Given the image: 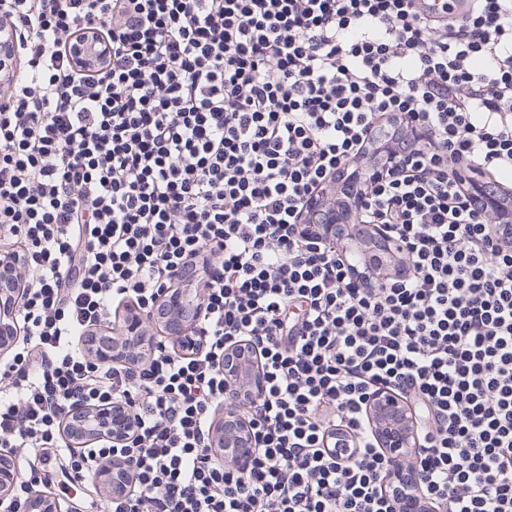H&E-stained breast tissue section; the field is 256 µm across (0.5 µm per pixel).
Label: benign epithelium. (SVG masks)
I'll return each instance as SVG.
<instances>
[{
	"label": "benign epithelium",
	"mask_w": 512,
	"mask_h": 512,
	"mask_svg": "<svg viewBox=\"0 0 512 512\" xmlns=\"http://www.w3.org/2000/svg\"><path fill=\"white\" fill-rule=\"evenodd\" d=\"M477 195L486 213L499 212L497 195L488 192L480 182H474ZM336 223L325 225L329 237L335 240L345 253L352 257V269L362 278L374 269H391V278L402 279L407 267L400 243L391 235L385 225L365 224L363 231H351L346 223V212L336 210ZM21 273L9 258L0 259V351L7 350L17 340L15 325L19 300L18 289ZM163 310L154 312L161 320L171 338L183 345H196L200 337L195 335L196 323L200 316L198 297L188 289L168 290L161 296ZM140 318L135 317L123 323L122 328L102 329L90 339L89 347L101 360L136 365L141 352L148 345L141 335ZM250 353L245 349H229L224 353L225 407L223 422L218 426L217 440L220 441L225 461L239 469H245L255 447L254 437L240 427V414L236 405H242L263 391L261 374L249 364ZM368 412L381 418L373 431L379 447L388 449L392 471L397 478H404L408 487L420 484L419 470L408 467V449L418 447L417 434L410 425V408L405 399L392 391L381 390L370 400ZM68 434L73 444L82 447L87 444L109 441L116 445L127 443L133 431L129 412L121 404L112 406H84L75 409L66 418ZM129 470L120 459L112 463L98 476L94 484H103L114 492L128 480ZM21 476L16 462L0 454V512H61L57 500L50 493L37 491L19 504L12 492Z\"/></svg>",
	"instance_id": "7a95c632"
}]
</instances>
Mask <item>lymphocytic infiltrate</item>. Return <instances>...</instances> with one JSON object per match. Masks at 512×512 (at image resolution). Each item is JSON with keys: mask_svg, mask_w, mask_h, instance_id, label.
I'll return each mask as SVG.
<instances>
[{"mask_svg": "<svg viewBox=\"0 0 512 512\" xmlns=\"http://www.w3.org/2000/svg\"><path fill=\"white\" fill-rule=\"evenodd\" d=\"M19 70L0 90V240L19 260L20 339L0 361V448L19 495L131 486L102 512H401L366 419L413 401L423 512H512V0H0ZM110 46L81 64V37ZM391 142L356 223L391 228L405 279L354 282L302 215ZM193 277L200 350L136 367L87 337ZM252 349L247 469L212 447L221 361ZM118 403L131 443L63 444L78 406ZM349 443L339 451L338 439ZM128 474L129 470L125 463L120 459H113L112 463L99 476L93 478V483L97 487L99 483L103 484L112 493L125 484Z\"/></svg>", "mask_w": 512, "mask_h": 512, "instance_id": "f902f5d3", "label": "lymphocytic infiltrate"}]
</instances>
